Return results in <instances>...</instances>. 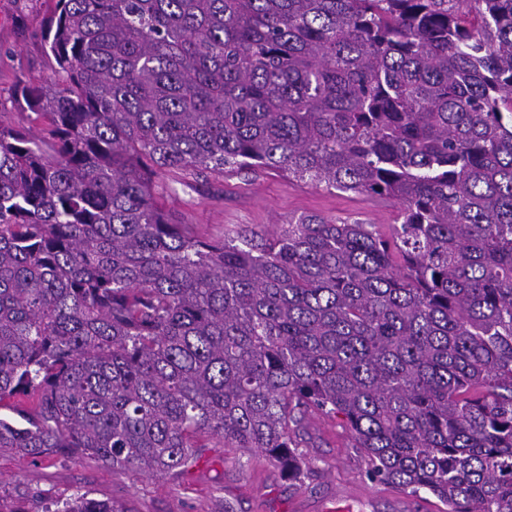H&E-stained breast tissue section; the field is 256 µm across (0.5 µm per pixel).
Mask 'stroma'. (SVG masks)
<instances>
[{"label":"stroma","mask_w":512,"mask_h":512,"mask_svg":"<svg viewBox=\"0 0 512 512\" xmlns=\"http://www.w3.org/2000/svg\"><path fill=\"white\" fill-rule=\"evenodd\" d=\"M55 0H0V112L29 127L15 97L18 83L43 84L55 60L43 41V22ZM160 202L182 224L207 237L234 236L240 228L274 233L306 214L360 220L390 232L399 206L353 192L289 180L268 170L193 178L168 173L159 180ZM319 437L305 449L310 474L291 484L262 453L207 448L182 476L113 470L87 456L22 459L0 451V502L12 512H49L77 493L107 500L127 512H331L336 497L353 493L349 512H400L401 491L370 479L348 435L329 419L312 423Z\"/></svg>","instance_id":"1"}]
</instances>
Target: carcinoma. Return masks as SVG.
Instances as JSON below:
<instances>
[{
  "instance_id": "1",
  "label": "carcinoma",
  "mask_w": 512,
  "mask_h": 512,
  "mask_svg": "<svg viewBox=\"0 0 512 512\" xmlns=\"http://www.w3.org/2000/svg\"><path fill=\"white\" fill-rule=\"evenodd\" d=\"M0 114V449L182 475L205 441L512 512V0H55ZM399 205L198 236L158 175ZM55 512H127L78 494Z\"/></svg>"
}]
</instances>
